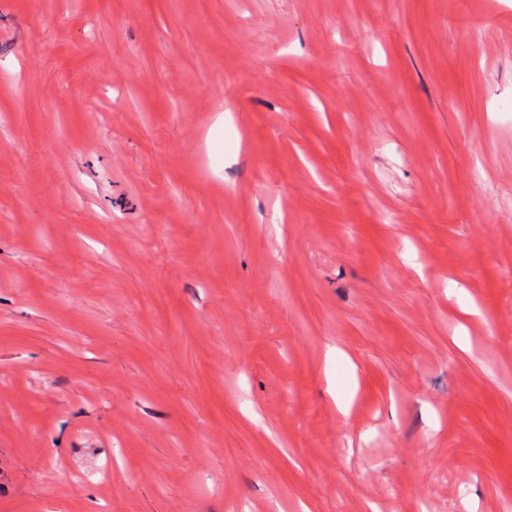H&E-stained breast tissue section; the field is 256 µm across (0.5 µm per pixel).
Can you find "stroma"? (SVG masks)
<instances>
[{
	"mask_svg": "<svg viewBox=\"0 0 512 512\" xmlns=\"http://www.w3.org/2000/svg\"><path fill=\"white\" fill-rule=\"evenodd\" d=\"M0 512H512V0H0Z\"/></svg>",
	"mask_w": 512,
	"mask_h": 512,
	"instance_id": "35a3bbf8",
	"label": "stroma"
}]
</instances>
